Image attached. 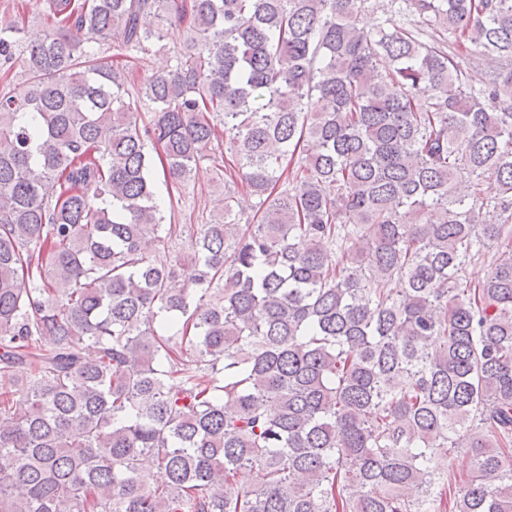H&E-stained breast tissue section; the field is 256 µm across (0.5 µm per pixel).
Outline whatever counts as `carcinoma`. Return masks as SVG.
Here are the masks:
<instances>
[{"mask_svg": "<svg viewBox=\"0 0 512 512\" xmlns=\"http://www.w3.org/2000/svg\"><path fill=\"white\" fill-rule=\"evenodd\" d=\"M42 14L0 92V512H512V0ZM147 15L190 46L135 86ZM150 142L222 163L189 286Z\"/></svg>", "mask_w": 512, "mask_h": 512, "instance_id": "carcinoma-1", "label": "carcinoma"}]
</instances>
